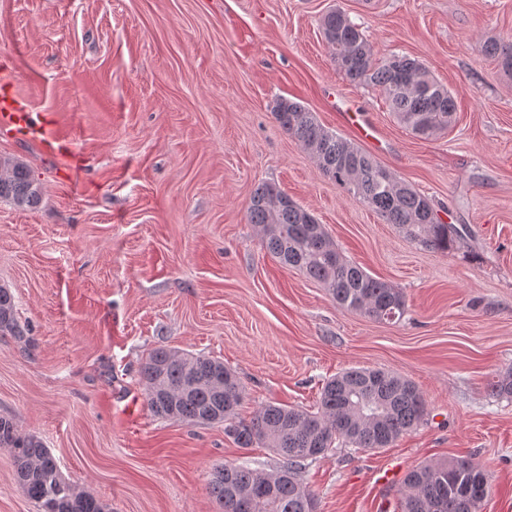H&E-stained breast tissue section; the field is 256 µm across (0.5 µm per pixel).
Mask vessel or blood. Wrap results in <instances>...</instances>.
<instances>
[{
  "mask_svg": "<svg viewBox=\"0 0 512 512\" xmlns=\"http://www.w3.org/2000/svg\"><path fill=\"white\" fill-rule=\"evenodd\" d=\"M0 130L23 140L40 141L44 150L53 155L72 151L74 143L66 137L48 134L33 116L14 84L0 82Z\"/></svg>",
  "mask_w": 512,
  "mask_h": 512,
  "instance_id": "b4317fda",
  "label": "vessel or blood"
}]
</instances>
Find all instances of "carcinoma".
I'll use <instances>...</instances> for the list:
<instances>
[{"mask_svg":"<svg viewBox=\"0 0 512 512\" xmlns=\"http://www.w3.org/2000/svg\"><path fill=\"white\" fill-rule=\"evenodd\" d=\"M319 29L336 68L350 83L377 89L397 121L413 134L429 139L451 125L454 95L422 63L406 55L378 57L361 26L338 9L320 18ZM482 52L512 75L511 41L490 39ZM274 115L325 176L386 223L425 248L442 253L457 249L460 234L454 225L438 216L426 196L389 177L390 171L373 155L324 127L299 102L279 100ZM0 170V200L21 208L39 202V185L26 166L1 158ZM283 196L276 185L264 183L247 208L249 223L259 227L263 245L279 264L323 284L340 308L381 322L401 320L406 313L402 292L348 261L322 225L304 219L301 206L289 201L272 208V201ZM0 336L31 346V329L20 322L14 295L2 287ZM139 380L153 416L222 424L238 447L261 445L279 457L271 473L236 464L214 468L208 492L216 512H237L233 498L242 494L252 500L250 512H309V501L316 496L299 479L307 462L326 457L340 442L370 450L389 448L427 415V403L415 384L381 369L354 367L327 379L315 412L268 403L248 421L239 417L243 386L220 360L190 354L185 365L171 357V350L158 347L141 364ZM0 448L10 452L17 483L37 512H106L100 500L62 474L51 450L36 436L21 434L2 417ZM487 488V474L470 458L426 463L405 475L400 509L480 512Z\"/></svg>","mask_w":512,"mask_h":512,"instance_id":"cac0c4a2","label":"carcinoma"}]
</instances>
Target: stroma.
I'll list each match as a JSON object with an SVG mask.
<instances>
[{"instance_id": "35a3bbf8", "label": "stroma", "mask_w": 512, "mask_h": 512, "mask_svg": "<svg viewBox=\"0 0 512 512\" xmlns=\"http://www.w3.org/2000/svg\"><path fill=\"white\" fill-rule=\"evenodd\" d=\"M336 8L378 55L419 59L455 93L451 128L419 138L344 78L319 30ZM510 34L512 0H0V80L73 135L80 161L71 173L0 134V157L41 190L27 209L0 200V287L34 344L0 337V416L109 512H215L214 466L279 460L223 425L154 417L138 376L150 350L222 360L244 386V419L268 402L313 408L342 370L384 369L429 414L392 447L309 463L300 478L318 512H398L406 472L453 457L488 472L482 512H512V398L491 390L512 371V77L480 50ZM282 98L426 196L460 231L457 249L416 244L324 176L276 121ZM347 112L376 141H359ZM264 182L400 288L403 319L339 308L281 267L247 218ZM0 512H37L3 450Z\"/></svg>"}]
</instances>
